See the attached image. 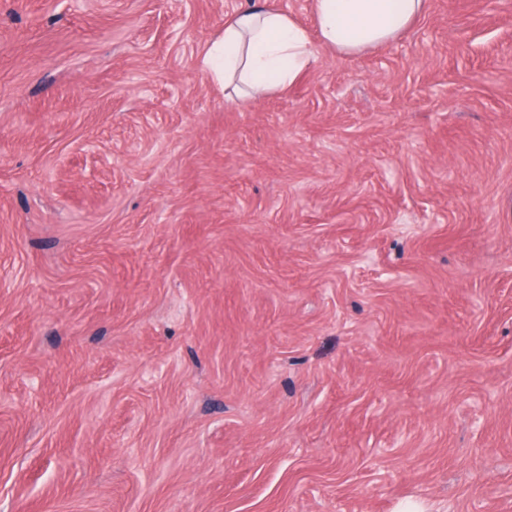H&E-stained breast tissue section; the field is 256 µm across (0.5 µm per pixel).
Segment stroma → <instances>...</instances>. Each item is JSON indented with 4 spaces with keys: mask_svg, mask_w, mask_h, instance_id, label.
I'll return each mask as SVG.
<instances>
[{
    "mask_svg": "<svg viewBox=\"0 0 512 512\" xmlns=\"http://www.w3.org/2000/svg\"><path fill=\"white\" fill-rule=\"evenodd\" d=\"M248 0H0V512H512V0L230 102Z\"/></svg>",
    "mask_w": 512,
    "mask_h": 512,
    "instance_id": "stroma-1",
    "label": "stroma"
}]
</instances>
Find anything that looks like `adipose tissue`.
<instances>
[{"mask_svg":"<svg viewBox=\"0 0 512 512\" xmlns=\"http://www.w3.org/2000/svg\"><path fill=\"white\" fill-rule=\"evenodd\" d=\"M427 8V0H312L315 32L283 12L254 6L233 13L208 43L201 67L240 98L257 99L294 84L317 47L356 55L397 39Z\"/></svg>","mask_w":512,"mask_h":512,"instance_id":"1","label":"adipose tissue"}]
</instances>
